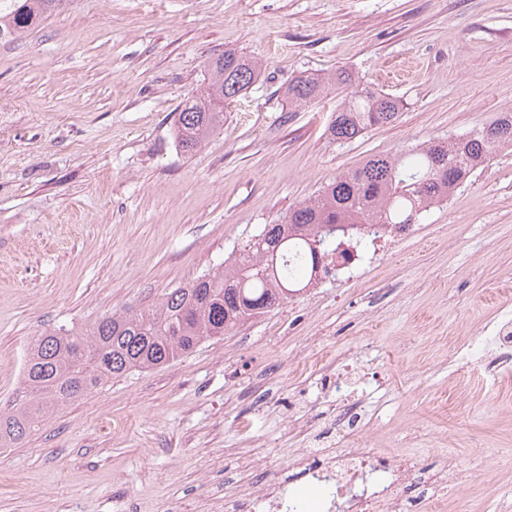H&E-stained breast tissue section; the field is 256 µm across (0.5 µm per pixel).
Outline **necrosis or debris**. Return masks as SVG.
<instances>
[{
	"mask_svg": "<svg viewBox=\"0 0 512 512\" xmlns=\"http://www.w3.org/2000/svg\"><path fill=\"white\" fill-rule=\"evenodd\" d=\"M309 456V449H295L291 465L304 467L308 481L320 489L311 504L301 505L300 495L276 477L262 490L242 486L225 494L224 512H402L398 488L417 468L410 458L385 459L352 443L327 465L305 466Z\"/></svg>",
	"mask_w": 512,
	"mask_h": 512,
	"instance_id": "4bbe7bcc",
	"label": "necrosis or debris"
}]
</instances>
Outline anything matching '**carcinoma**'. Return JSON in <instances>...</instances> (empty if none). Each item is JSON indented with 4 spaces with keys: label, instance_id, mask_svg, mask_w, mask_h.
<instances>
[{
    "label": "carcinoma",
    "instance_id": "obj_1",
    "mask_svg": "<svg viewBox=\"0 0 512 512\" xmlns=\"http://www.w3.org/2000/svg\"><path fill=\"white\" fill-rule=\"evenodd\" d=\"M67 0H0V43L15 39ZM208 82L182 105L176 128L181 149L194 151L224 125V110L259 75L258 62L226 51L207 65ZM347 91L328 126L336 142L398 118L401 102L363 83L346 68L327 77H301L288 84L292 107L307 106L325 90ZM512 146V113L448 141H432L405 154L374 155L336 177L318 196L266 224L230 265H220L155 306L112 314L88 330L65 326L44 330L29 345L21 386L11 408L0 410V447H15L62 406L135 369H150L192 352L211 336H222L306 288L321 259L350 253L344 239H361L368 225L406 226L445 202L459 184ZM349 227V235L336 225Z\"/></svg>",
    "mask_w": 512,
    "mask_h": 512
}]
</instances>
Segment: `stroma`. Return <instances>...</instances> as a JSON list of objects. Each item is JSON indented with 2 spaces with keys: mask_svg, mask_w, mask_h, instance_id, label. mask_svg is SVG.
Returning a JSON list of instances; mask_svg holds the SVG:
<instances>
[{
  "mask_svg": "<svg viewBox=\"0 0 512 512\" xmlns=\"http://www.w3.org/2000/svg\"><path fill=\"white\" fill-rule=\"evenodd\" d=\"M230 49L262 74L184 153L180 108ZM341 67L401 99L398 119L339 143V96L289 107L290 81ZM505 112L512 0H70L0 43V407L44 329L155 305L371 156ZM355 250L351 268L0 448V512H213L304 442L352 431L417 457L408 512H430L423 478L451 459L444 512H512V369L490 353L448 376L454 343L487 346L486 323L512 310V149ZM320 338L351 355L343 391L319 385Z\"/></svg>",
  "mask_w": 512,
  "mask_h": 512,
  "instance_id": "stroma-1",
  "label": "stroma"
}]
</instances>
